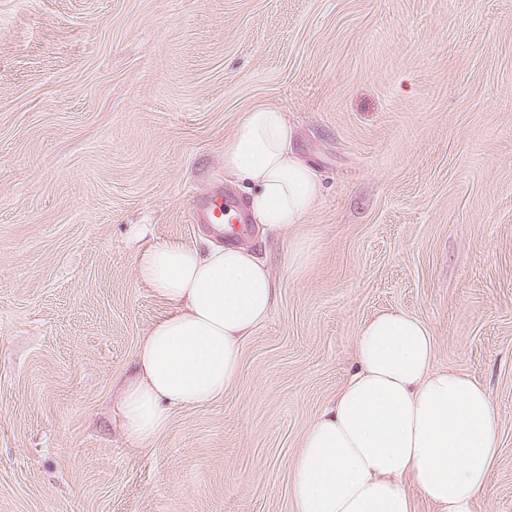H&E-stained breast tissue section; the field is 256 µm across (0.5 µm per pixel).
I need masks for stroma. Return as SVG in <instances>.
<instances>
[{"label":"stroma","instance_id":"stroma-1","mask_svg":"<svg viewBox=\"0 0 512 512\" xmlns=\"http://www.w3.org/2000/svg\"><path fill=\"white\" fill-rule=\"evenodd\" d=\"M258 106L320 194L248 241L277 297L236 382L136 444L120 390L169 311L138 253L212 241L195 207L247 197L224 147ZM387 311L488 388L475 512H512V0H0V512H293L299 441Z\"/></svg>","mask_w":512,"mask_h":512}]
</instances>
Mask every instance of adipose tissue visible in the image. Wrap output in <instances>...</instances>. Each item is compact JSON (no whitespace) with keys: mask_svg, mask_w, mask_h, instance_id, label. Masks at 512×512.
<instances>
[{"mask_svg":"<svg viewBox=\"0 0 512 512\" xmlns=\"http://www.w3.org/2000/svg\"><path fill=\"white\" fill-rule=\"evenodd\" d=\"M285 112H246L224 149V170L246 182V209L262 231L302 223L320 192L292 148ZM142 282L170 311L136 355L123 391L128 436L154 440L171 409L219 398L239 375L241 346L269 317L276 288L264 262L241 246L206 250L168 242L141 250ZM356 369L303 435L290 474L294 512H415L405 478L433 512H473L500 453L497 412L485 386L434 366L420 319L385 312L354 338Z\"/></svg>","mask_w":512,"mask_h":512,"instance_id":"obj_1","label":"adipose tissue"}]
</instances>
